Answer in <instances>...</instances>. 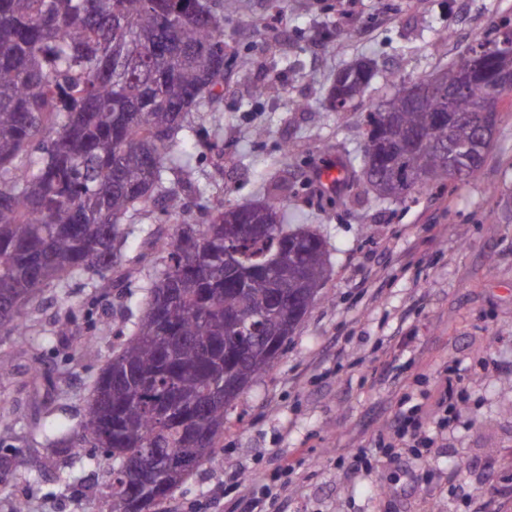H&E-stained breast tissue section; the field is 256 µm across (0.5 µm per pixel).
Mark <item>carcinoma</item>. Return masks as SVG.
<instances>
[{"label": "carcinoma", "instance_id": "carcinoma-1", "mask_svg": "<svg viewBox=\"0 0 512 512\" xmlns=\"http://www.w3.org/2000/svg\"><path fill=\"white\" fill-rule=\"evenodd\" d=\"M221 0H0V334L23 336L26 306L67 276L92 272L112 287L122 262L123 224L153 209L184 210L168 175H191L170 146L191 131L190 115L224 87ZM512 20L475 40L459 65L465 90L448 121L439 92L415 99L403 86L367 116L363 163L380 199L404 201L424 183L422 169L442 149L478 140L472 109L487 92L482 68L512 63ZM371 70L341 72L331 92L341 111L364 96ZM481 150L458 163L472 178ZM205 224H186L161 245L145 289L144 312L96 379L81 439L110 461L108 512H157L186 476L144 496L146 476L126 465L161 448L201 466L216 459L228 407L224 383L248 384L272 372L277 349L300 321L292 308L323 298L331 265L327 241L310 225L288 224L277 196L249 207L205 205ZM266 224L224 254V225Z\"/></svg>", "mask_w": 512, "mask_h": 512}]
</instances>
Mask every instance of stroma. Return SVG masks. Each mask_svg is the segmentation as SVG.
<instances>
[{"label":"stroma","instance_id":"stroma-1","mask_svg":"<svg viewBox=\"0 0 512 512\" xmlns=\"http://www.w3.org/2000/svg\"><path fill=\"white\" fill-rule=\"evenodd\" d=\"M224 13L222 101L192 116L194 183L173 181L188 204L181 222L125 224L117 287H92L89 273L66 279L28 307L26 336L0 335V358L15 365L0 383V512L19 501L26 512H106L87 491L108 466L77 437L117 346L112 317L138 308L160 263L154 240L205 223L201 198L249 205L275 185L289 223L312 225L331 245L329 299L309 310L276 368L239 395L216 460L160 512H245L276 472L283 488L270 512H512V101L500 100L494 143L468 181L398 202L351 177L363 119L382 95L451 68L512 18V0H224ZM356 62L371 66L372 87L354 109L332 111L336 75ZM264 83L266 98H255ZM292 102L305 110L289 111ZM329 167L343 175L331 193L318 179ZM67 303L70 335L51 340ZM84 340L91 353L73 355ZM449 372L462 388L455 427L428 462L402 450L380 469L354 470L401 405L436 414ZM52 423L72 446L48 445ZM230 471L238 484H225Z\"/></svg>","mask_w":512,"mask_h":512}]
</instances>
